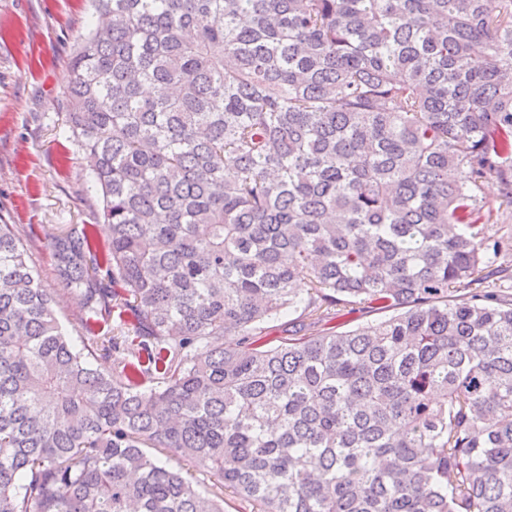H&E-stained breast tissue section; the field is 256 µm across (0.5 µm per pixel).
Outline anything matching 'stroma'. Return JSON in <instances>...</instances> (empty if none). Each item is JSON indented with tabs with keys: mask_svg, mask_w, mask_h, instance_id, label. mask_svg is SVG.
I'll list each match as a JSON object with an SVG mask.
<instances>
[{
	"mask_svg": "<svg viewBox=\"0 0 512 512\" xmlns=\"http://www.w3.org/2000/svg\"><path fill=\"white\" fill-rule=\"evenodd\" d=\"M90 23L86 0H0V222L15 225L75 337L78 301L61 288L51 242L63 226L102 221L91 161L64 134L66 75ZM479 196L493 209L488 233L501 243L491 264L512 287V205L494 177Z\"/></svg>",
	"mask_w": 512,
	"mask_h": 512,
	"instance_id": "1",
	"label": "stroma"
}]
</instances>
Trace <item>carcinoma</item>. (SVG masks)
Instances as JSON below:
<instances>
[{
    "mask_svg": "<svg viewBox=\"0 0 512 512\" xmlns=\"http://www.w3.org/2000/svg\"><path fill=\"white\" fill-rule=\"evenodd\" d=\"M90 3L65 126L106 245L52 241L74 339L0 224V512H512L472 221L486 179L512 200V0ZM388 314L389 313L387 312L370 308L361 309L360 311L356 310L353 312H348L346 310L342 312L339 317L329 322V324L321 326L318 329L324 330V332L347 331L355 328L359 324L366 323L367 321L384 318L385 316H388ZM149 453L157 457L161 462L167 463L170 467H174L176 469H181L183 472V475H185L188 478H191L192 480H198L201 483H205V485L211 484L213 479H210L209 476H206L203 472L199 470L198 467L195 466L194 463L186 460H180L178 461L175 458H167L165 455H162L158 453L154 449H147Z\"/></svg>",
    "mask_w": 512,
    "mask_h": 512,
    "instance_id": "obj_1",
    "label": "carcinoma"
}]
</instances>
